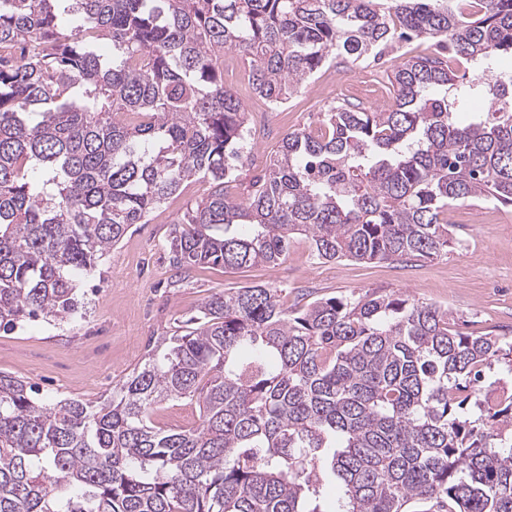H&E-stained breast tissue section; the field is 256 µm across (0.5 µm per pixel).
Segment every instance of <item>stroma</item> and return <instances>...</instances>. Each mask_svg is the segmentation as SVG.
Instances as JSON below:
<instances>
[{
    "mask_svg": "<svg viewBox=\"0 0 512 512\" xmlns=\"http://www.w3.org/2000/svg\"><path fill=\"white\" fill-rule=\"evenodd\" d=\"M403 47L360 66L337 59L339 71L366 73L368 97L360 106L380 111L389 99L387 73L401 61ZM250 107V124L261 129L250 159L239 171L233 192L241 196L275 154L284 134L315 126L327 101L308 86L274 112H259L257 97L241 90ZM178 212L161 208L149 223L136 224L80 284L77 313L62 321H26L0 330V371L29 384L40 400L79 399L97 405L112 389L143 366L162 337L179 321L196 315L202 300L217 289L268 285L281 288L286 304L301 298L358 297L396 293L449 309L459 330L512 337V205L453 208L452 244L445 256L403 267L390 262L317 259L308 242L297 238L277 266L247 268L202 265L181 285L171 283L165 249Z\"/></svg>",
    "mask_w": 512,
    "mask_h": 512,
    "instance_id": "35a3bbf8",
    "label": "stroma"
}]
</instances>
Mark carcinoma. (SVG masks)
Wrapping results in <instances>:
<instances>
[{"label":"carcinoma","instance_id":"obj_1","mask_svg":"<svg viewBox=\"0 0 512 512\" xmlns=\"http://www.w3.org/2000/svg\"><path fill=\"white\" fill-rule=\"evenodd\" d=\"M59 2L0 0V328L74 314L79 276L194 180L210 191L170 228L176 285L275 266L297 237L326 261L416 264L448 254L452 208L512 204V80L479 123L431 94L483 88L512 54V0ZM411 40L437 54L393 72L391 109L329 106L229 194L248 109L225 52L279 108L337 58ZM504 344L395 293L290 310L280 288H226L100 405L0 372V512H322L324 467L339 512H512V394L479 386ZM178 399L200 423L155 425ZM320 505L326 511H336L340 505V482L328 470L324 475L323 487L321 489Z\"/></svg>","mask_w":512,"mask_h":512}]
</instances>
